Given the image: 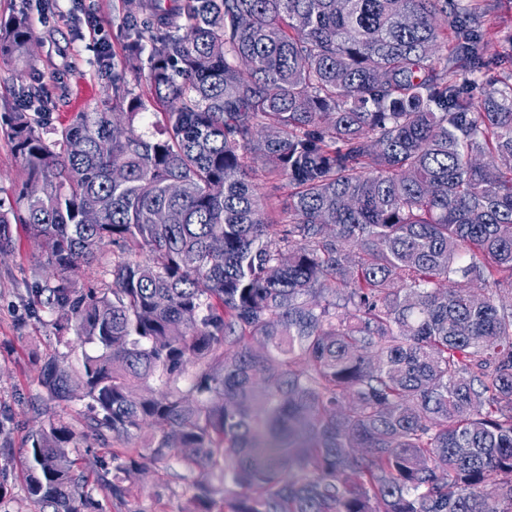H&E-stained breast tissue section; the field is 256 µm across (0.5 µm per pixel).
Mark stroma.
Here are the masks:
<instances>
[{
    "mask_svg": "<svg viewBox=\"0 0 512 512\" xmlns=\"http://www.w3.org/2000/svg\"><path fill=\"white\" fill-rule=\"evenodd\" d=\"M485 5L486 62L468 85L476 98L490 85L512 81V0H485ZM21 10L32 24V57L0 60V114L14 111L31 87L55 101L46 117L51 127L66 124L73 113L111 104L107 74L125 46L123 0H0V17ZM94 26L102 30L103 48L89 38ZM27 178L0 123V200L11 201ZM14 236V248L0 256V512H38L27 493L23 463L33 433L52 420L74 431L68 450L80 459L99 512H201L194 500L199 473L175 458L126 478L122 497L106 489L113 455L136 453L141 444L135 439L102 442L85 435L86 400L62 402L42 386L41 368L53 359L79 376L84 348L60 342L55 314L35 309L31 288L44 279L46 270L36 242L24 229H15Z\"/></svg>",
    "mask_w": 512,
    "mask_h": 512,
    "instance_id": "stroma-1",
    "label": "stroma"
}]
</instances>
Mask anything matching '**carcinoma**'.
Returning <instances> with one entry per match:
<instances>
[{"mask_svg": "<svg viewBox=\"0 0 512 512\" xmlns=\"http://www.w3.org/2000/svg\"><path fill=\"white\" fill-rule=\"evenodd\" d=\"M124 2L112 108L50 140L28 93L0 203V252L22 225L43 306L94 346L86 434L147 438L112 495L175 456L219 512H512V84L459 81L480 0ZM31 41L0 21L1 60ZM261 174L292 187L278 220ZM72 439L51 422L26 450L39 512H96ZM27 178L23 164L12 154L7 127L0 118V199L5 201V205H8ZM112 245L104 248L99 260L90 267H83L73 279L77 288L87 287L92 281L100 280L105 267L112 262Z\"/></svg>", "mask_w": 512, "mask_h": 512, "instance_id": "cac0c4a2", "label": "carcinoma"}]
</instances>
